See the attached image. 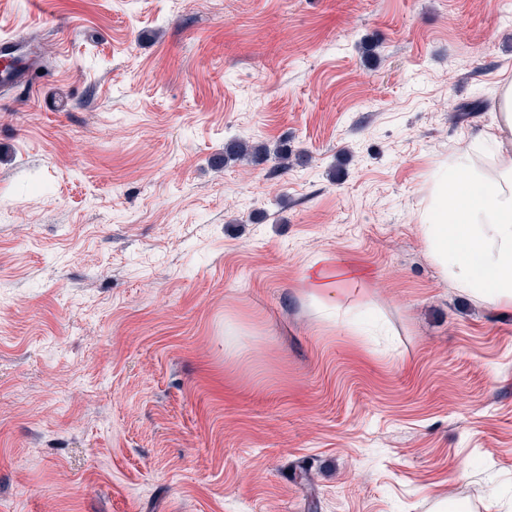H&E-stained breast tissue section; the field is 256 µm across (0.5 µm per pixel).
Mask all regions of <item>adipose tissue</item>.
<instances>
[{
    "instance_id": "ef3b65f1",
    "label": "adipose tissue",
    "mask_w": 512,
    "mask_h": 512,
    "mask_svg": "<svg viewBox=\"0 0 512 512\" xmlns=\"http://www.w3.org/2000/svg\"><path fill=\"white\" fill-rule=\"evenodd\" d=\"M496 121L484 142L440 162L419 213L427 249L444 277L476 300L512 308V80L497 89ZM348 269L323 267L306 276L320 315L348 324L341 297Z\"/></svg>"
}]
</instances>
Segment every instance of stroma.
Here are the masks:
<instances>
[{
    "instance_id": "1",
    "label": "stroma",
    "mask_w": 512,
    "mask_h": 512,
    "mask_svg": "<svg viewBox=\"0 0 512 512\" xmlns=\"http://www.w3.org/2000/svg\"><path fill=\"white\" fill-rule=\"evenodd\" d=\"M16 33L0 512H308L299 467L317 512H512V308L417 221L494 122L512 0H0ZM320 257L377 334L317 315ZM273 154L278 161L277 168L288 170L294 164H304L306 155L301 151H294L288 141H280L273 148L265 142L250 140L247 138H231L224 143V165L231 162L247 161L253 164H260Z\"/></svg>"
}]
</instances>
